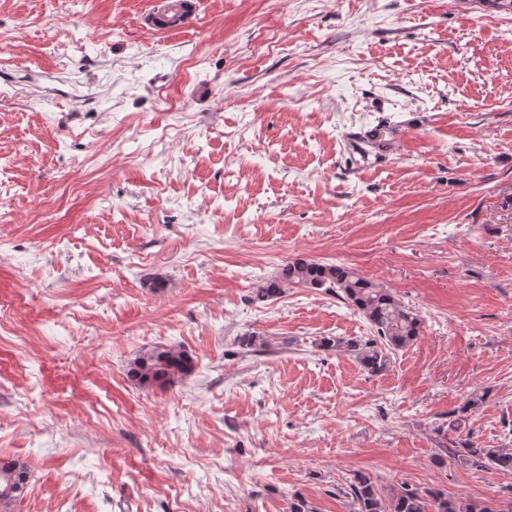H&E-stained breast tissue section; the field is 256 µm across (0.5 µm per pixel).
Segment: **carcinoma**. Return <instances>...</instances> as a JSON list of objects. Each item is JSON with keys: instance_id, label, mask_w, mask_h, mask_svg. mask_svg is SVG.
Wrapping results in <instances>:
<instances>
[{"instance_id": "carcinoma-1", "label": "carcinoma", "mask_w": 512, "mask_h": 512, "mask_svg": "<svg viewBox=\"0 0 512 512\" xmlns=\"http://www.w3.org/2000/svg\"><path fill=\"white\" fill-rule=\"evenodd\" d=\"M286 285L332 293L354 306L371 325L373 338H323L319 347L348 354L371 374L384 371L390 355L413 345L422 333L423 320L402 305L390 292L343 264H325L298 259L286 264L281 273L254 291L253 300L268 301L282 294ZM194 369L188 352L176 346L158 345L137 355L128 365V379L140 386L168 388L186 378ZM486 394L473 393L454 411L442 437L441 451L465 468L496 469L512 473V448H486L477 441L461 439L455 433ZM27 467L17 460H0V503L20 497L28 482ZM347 498L350 512H512V506L493 509L476 503L464 504L443 491L419 490L401 485L388 491L371 475L355 473L349 480Z\"/></svg>"}]
</instances>
